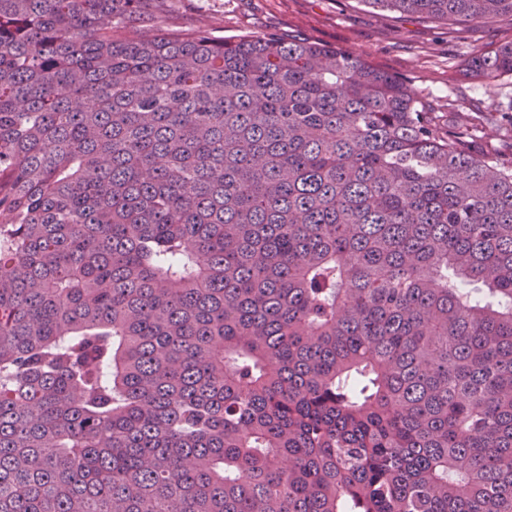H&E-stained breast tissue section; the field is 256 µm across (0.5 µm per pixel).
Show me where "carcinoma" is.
<instances>
[{
	"label": "carcinoma",
	"mask_w": 512,
	"mask_h": 512,
	"mask_svg": "<svg viewBox=\"0 0 512 512\" xmlns=\"http://www.w3.org/2000/svg\"><path fill=\"white\" fill-rule=\"evenodd\" d=\"M172 5L0 0V512H512V167Z\"/></svg>",
	"instance_id": "1"
}]
</instances>
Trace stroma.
<instances>
[{"label":"stroma","instance_id":"1","mask_svg":"<svg viewBox=\"0 0 512 512\" xmlns=\"http://www.w3.org/2000/svg\"><path fill=\"white\" fill-rule=\"evenodd\" d=\"M168 23L224 37H308L352 52L409 81L439 127H447L454 112L468 115L475 127L472 150L512 162V133L499 122L512 110V76L479 77L467 69L475 50L512 40L510 18L453 32L359 0H175Z\"/></svg>","mask_w":512,"mask_h":512}]
</instances>
